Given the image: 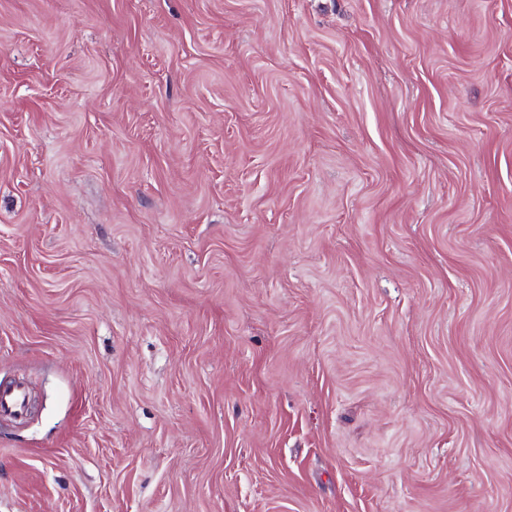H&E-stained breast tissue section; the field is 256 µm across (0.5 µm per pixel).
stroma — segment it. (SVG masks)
<instances>
[{
    "label": "stroma",
    "instance_id": "35a3bbf8",
    "mask_svg": "<svg viewBox=\"0 0 512 512\" xmlns=\"http://www.w3.org/2000/svg\"><path fill=\"white\" fill-rule=\"evenodd\" d=\"M0 512H512V0H0ZM25 408V394L19 388L4 389L0 387V415L9 413L21 414Z\"/></svg>",
    "mask_w": 512,
    "mask_h": 512
}]
</instances>
